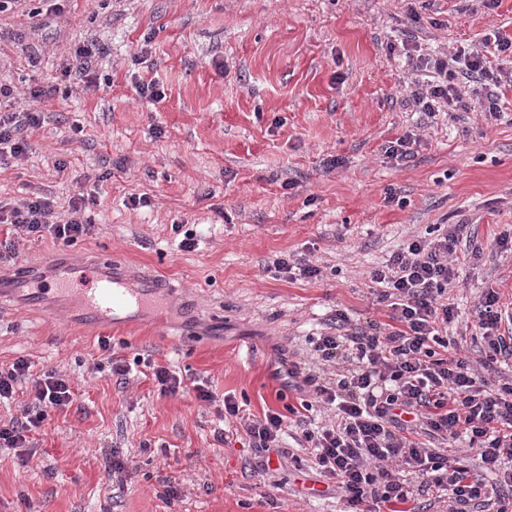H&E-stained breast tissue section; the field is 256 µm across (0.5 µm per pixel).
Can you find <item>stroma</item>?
Wrapping results in <instances>:
<instances>
[{
    "mask_svg": "<svg viewBox=\"0 0 512 512\" xmlns=\"http://www.w3.org/2000/svg\"><path fill=\"white\" fill-rule=\"evenodd\" d=\"M495 31L512 39V0L491 10L479 0H18L0 13V83L16 96L60 76L84 41L106 50L96 85L73 81L44 103L28 154L0 168L2 205L40 194L64 207L103 176L94 231L69 246L19 236L0 276L24 267L51 283L109 253L173 297L135 323L89 328L52 295L33 307L25 293H0V367L24 357L75 389L29 453L0 447V512H343L294 436L261 470L221 421V401L234 394L259 416L308 400L310 418L327 419L313 392L274 378L278 356L317 365L314 341L340 309L356 327L387 324L369 273L435 224L467 227L451 335L480 358L479 301L493 288L512 303V252L495 245L512 237V89L499 118L474 106L430 121L405 86L417 56L480 50ZM139 79L164 99L142 100ZM407 133L415 155L393 163L384 148ZM332 155L343 164L329 172ZM141 193L151 206L132 208ZM183 231L196 233L195 250L178 249ZM284 253L310 259L320 278L274 279L267 267ZM102 336L126 360L203 380L215 403L192 389L159 395L148 374L121 386L94 372ZM114 448L126 466L118 482ZM170 481L183 493L173 505L162 496Z\"/></svg>",
    "mask_w": 512,
    "mask_h": 512,
    "instance_id": "1",
    "label": "stroma"
}]
</instances>
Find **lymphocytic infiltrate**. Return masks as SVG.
I'll list each match as a JSON object with an SVG mask.
<instances>
[{"label":"lymphocytic infiltrate","instance_id":"1","mask_svg":"<svg viewBox=\"0 0 512 512\" xmlns=\"http://www.w3.org/2000/svg\"><path fill=\"white\" fill-rule=\"evenodd\" d=\"M418 78L407 88L420 112L434 118L474 103L499 117L503 88L512 87L511 70H491L480 53L417 56ZM471 91L463 100L460 85ZM59 91L58 84H37L16 98L0 85V165L26 155L30 133L43 122L39 106ZM99 182H91L71 197L65 211L53 199H26L4 219L7 236L0 240V261L13 260L14 235L51 237L69 245L90 235L89 206L95 203ZM433 237H413L386 263L370 273L376 300L388 305L391 323L372 324L346 332L350 319L337 311L336 333L324 334L315 349L322 361L340 366L336 384L317 383L299 366L288 378H301L334 417L314 429H303L300 445L324 477L334 480L347 512H420L417 488L449 492L448 512H512V384L490 385L489 376L500 363L512 360V308L499 293L488 290L480 304L476 325L485 343L477 360L462 356L448 328L455 319L443 298L458 278L453 256L464 239L460 224H437ZM30 382L35 395L22 416L0 422V444L27 447L30 433L49 412L69 406L74 387L56 371L34 373L26 358L0 367V400L12 398L16 387ZM225 419L238 418L252 447H278L288 427L285 414L267 410L263 416L241 418L233 395L224 397ZM467 435L483 466L494 472L505 496H491L482 480L462 465H450L437 451L436 441Z\"/></svg>","mask_w":512,"mask_h":512}]
</instances>
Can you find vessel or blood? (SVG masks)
Returning <instances> with one entry per match:
<instances>
[{
    "instance_id": "obj_1",
    "label": "vessel or blood",
    "mask_w": 512,
    "mask_h": 512,
    "mask_svg": "<svg viewBox=\"0 0 512 512\" xmlns=\"http://www.w3.org/2000/svg\"><path fill=\"white\" fill-rule=\"evenodd\" d=\"M54 293L75 299L88 320L98 324L122 322L167 306L170 296L155 277L140 278L130 287L120 272H106L102 265L64 269L54 282Z\"/></svg>"
}]
</instances>
